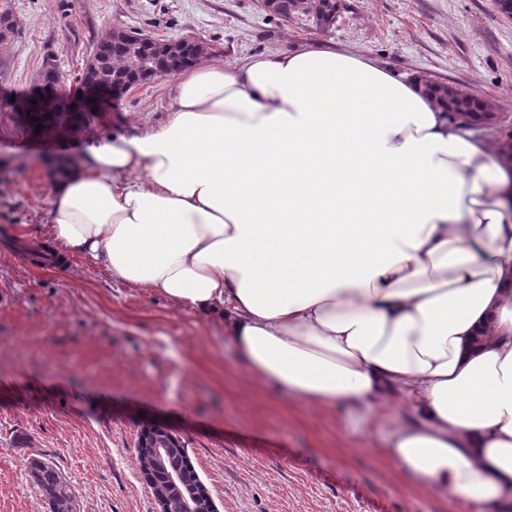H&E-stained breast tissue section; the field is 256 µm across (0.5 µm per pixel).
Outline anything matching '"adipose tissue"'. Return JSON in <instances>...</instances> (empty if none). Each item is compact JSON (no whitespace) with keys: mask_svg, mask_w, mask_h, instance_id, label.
Masks as SVG:
<instances>
[{"mask_svg":"<svg viewBox=\"0 0 512 512\" xmlns=\"http://www.w3.org/2000/svg\"><path fill=\"white\" fill-rule=\"evenodd\" d=\"M49 176L64 252L224 322L251 375L306 404L399 392V471L512 492V165L420 77L303 46L177 73L162 124Z\"/></svg>","mask_w":512,"mask_h":512,"instance_id":"ef3b65f1","label":"adipose tissue"}]
</instances>
